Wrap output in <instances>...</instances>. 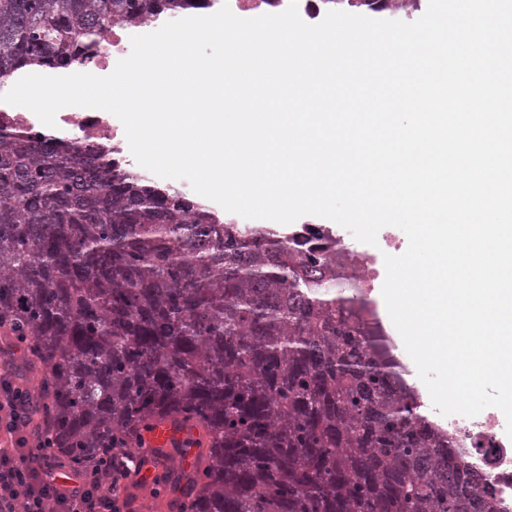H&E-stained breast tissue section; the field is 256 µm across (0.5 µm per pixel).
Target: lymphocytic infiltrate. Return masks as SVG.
Wrapping results in <instances>:
<instances>
[{"instance_id":"lymphocytic-infiltrate-1","label":"lymphocytic infiltrate","mask_w":512,"mask_h":512,"mask_svg":"<svg viewBox=\"0 0 512 512\" xmlns=\"http://www.w3.org/2000/svg\"><path fill=\"white\" fill-rule=\"evenodd\" d=\"M19 361L14 348L0 353V512H127L125 483L150 463L149 452L129 463L111 452L86 472L62 476L53 458L28 444L38 424L31 393L14 382Z\"/></svg>"}]
</instances>
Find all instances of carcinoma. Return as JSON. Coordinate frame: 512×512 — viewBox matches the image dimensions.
<instances>
[{
  "label": "carcinoma",
  "instance_id": "carcinoma-1",
  "mask_svg": "<svg viewBox=\"0 0 512 512\" xmlns=\"http://www.w3.org/2000/svg\"><path fill=\"white\" fill-rule=\"evenodd\" d=\"M206 0H0V81L86 59L114 20ZM355 255L219 221L76 136L0 129V321L30 349L50 454L204 430L171 473L177 512H507L348 312Z\"/></svg>",
  "mask_w": 512,
  "mask_h": 512
}]
</instances>
